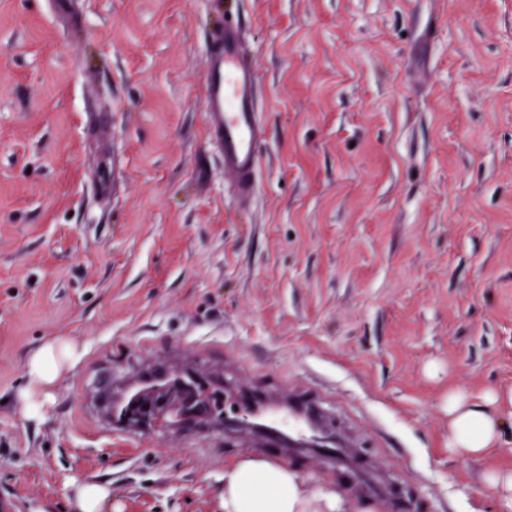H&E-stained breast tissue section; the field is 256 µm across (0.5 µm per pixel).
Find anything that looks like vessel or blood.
I'll return each mask as SVG.
<instances>
[{"instance_id":"b4317fda","label":"vessel or blood","mask_w":512,"mask_h":512,"mask_svg":"<svg viewBox=\"0 0 512 512\" xmlns=\"http://www.w3.org/2000/svg\"><path fill=\"white\" fill-rule=\"evenodd\" d=\"M258 84L259 76L246 59L243 29L239 21L226 18L223 28L212 33L207 54V129L242 202L257 191L259 146L265 137L257 108ZM167 376V371L150 368L112 388L106 410L114 434L130 437L148 429V405L158 398L156 385ZM241 413L257 424L258 434L268 443L304 454L320 444L313 407L300 398L253 395L243 402Z\"/></svg>"}]
</instances>
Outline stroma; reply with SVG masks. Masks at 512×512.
Returning a JSON list of instances; mask_svg holds the SVG:
<instances>
[{
	"instance_id": "stroma-1",
	"label": "stroma",
	"mask_w": 512,
	"mask_h": 512,
	"mask_svg": "<svg viewBox=\"0 0 512 512\" xmlns=\"http://www.w3.org/2000/svg\"><path fill=\"white\" fill-rule=\"evenodd\" d=\"M0 0V512H218L288 464L313 512H501L448 394L512 389V0H223L265 123L239 203L210 140L212 0ZM72 350L39 417L29 355ZM238 395H306L385 495L253 429L111 434L102 395L174 348ZM111 490L99 484H83L76 487L72 499V512H106L102 509L111 503ZM112 508V503H111Z\"/></svg>"
}]
</instances>
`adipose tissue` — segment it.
<instances>
[{
	"label": "adipose tissue",
	"instance_id": "adipose-tissue-1",
	"mask_svg": "<svg viewBox=\"0 0 512 512\" xmlns=\"http://www.w3.org/2000/svg\"><path fill=\"white\" fill-rule=\"evenodd\" d=\"M69 356L68 346L58 341L29 357L30 385L23 395L27 414L39 415L43 398L49 397ZM499 403L500 397L493 391L477 398L449 393V448L473 456L496 444L505 425ZM306 505L298 477L287 465L252 456L239 459L224 472L221 512H305Z\"/></svg>",
	"mask_w": 512,
	"mask_h": 512
}]
</instances>
